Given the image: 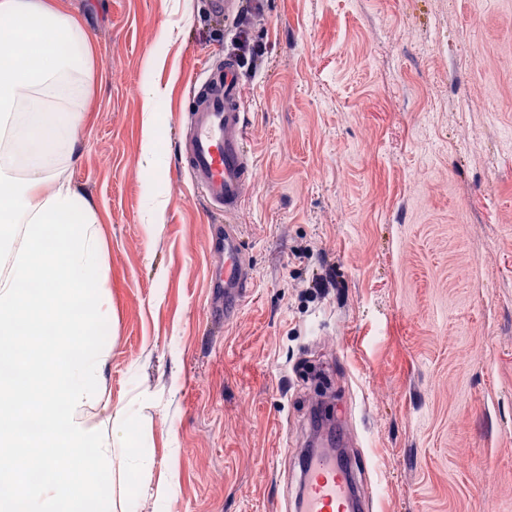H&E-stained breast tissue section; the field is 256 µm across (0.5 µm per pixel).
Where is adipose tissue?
<instances>
[{
	"label": "adipose tissue",
	"instance_id": "adipose-tissue-1",
	"mask_svg": "<svg viewBox=\"0 0 512 512\" xmlns=\"http://www.w3.org/2000/svg\"><path fill=\"white\" fill-rule=\"evenodd\" d=\"M0 15L12 37L48 48L0 54V146L26 168L0 164V252L11 257L0 276V512H112L99 476L116 450L101 430L122 441L139 426L127 409L103 423L88 415L103 399L112 296L95 219L55 172L85 123L90 36L64 0H0Z\"/></svg>",
	"mask_w": 512,
	"mask_h": 512
}]
</instances>
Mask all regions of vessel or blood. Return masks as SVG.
<instances>
[{
    "label": "vessel or blood",
    "instance_id": "obj_1",
    "mask_svg": "<svg viewBox=\"0 0 512 512\" xmlns=\"http://www.w3.org/2000/svg\"><path fill=\"white\" fill-rule=\"evenodd\" d=\"M246 112L232 59L210 63L195 86L187 114L186 135L179 160L210 211L225 217L224 265L212 279L224 292V317L232 319L251 288L248 251L230 217L240 207L252 182V161L245 152ZM312 450L300 457L295 493L287 503H274V512H368L358 468L339 449L313 438Z\"/></svg>",
    "mask_w": 512,
    "mask_h": 512
}]
</instances>
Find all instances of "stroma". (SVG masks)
Returning a JSON list of instances; mask_svg holds the SVG:
<instances>
[{
    "instance_id": "stroma-1",
    "label": "stroma",
    "mask_w": 512,
    "mask_h": 512,
    "mask_svg": "<svg viewBox=\"0 0 512 512\" xmlns=\"http://www.w3.org/2000/svg\"><path fill=\"white\" fill-rule=\"evenodd\" d=\"M66 6L92 42L64 176L112 295L103 402L138 411L125 445L152 459L130 477L113 458V502L270 512L298 470L313 364L376 512H512V0H249L253 181L234 220L252 288L230 322L208 286L224 254L177 157L203 63L237 58V23L211 0ZM145 96V112H149L145 124V143L144 147L148 154L156 158L157 161H161L163 156L157 153V142L154 136V115L159 112L158 105L162 99V93L160 90L153 86H148L144 92Z\"/></svg>"
}]
</instances>
